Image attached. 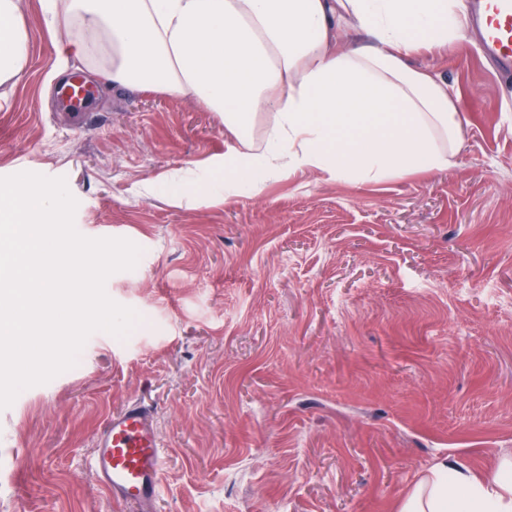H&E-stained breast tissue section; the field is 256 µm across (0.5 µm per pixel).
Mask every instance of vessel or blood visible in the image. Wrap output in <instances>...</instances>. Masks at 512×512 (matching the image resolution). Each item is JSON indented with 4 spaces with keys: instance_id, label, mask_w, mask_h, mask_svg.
Instances as JSON below:
<instances>
[{
    "instance_id": "b4317fda",
    "label": "vessel or blood",
    "mask_w": 512,
    "mask_h": 512,
    "mask_svg": "<svg viewBox=\"0 0 512 512\" xmlns=\"http://www.w3.org/2000/svg\"><path fill=\"white\" fill-rule=\"evenodd\" d=\"M481 53L500 78L512 77V0H467ZM91 467L117 502L151 512L161 493L164 454L149 407L131 404L113 413L98 437Z\"/></svg>"
}]
</instances>
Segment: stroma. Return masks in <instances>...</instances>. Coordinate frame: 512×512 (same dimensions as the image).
<instances>
[{"mask_svg": "<svg viewBox=\"0 0 512 512\" xmlns=\"http://www.w3.org/2000/svg\"><path fill=\"white\" fill-rule=\"evenodd\" d=\"M28 63L0 84V172H58L75 227L141 255L108 296L140 321L98 331L75 367L0 410V512H139L90 467L108 417L151 407L154 512H397L438 457L493 473L512 456V82L471 36L414 66L459 98L455 164L381 182L305 171L210 204L141 194L223 159L219 113L108 87L98 37L46 83L42 0H21Z\"/></svg>", "mask_w": 512, "mask_h": 512, "instance_id": "35a3bbf8", "label": "stroma"}]
</instances>
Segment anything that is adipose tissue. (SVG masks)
<instances>
[{"label":"adipose tissue","mask_w":512,"mask_h":512,"mask_svg":"<svg viewBox=\"0 0 512 512\" xmlns=\"http://www.w3.org/2000/svg\"><path fill=\"white\" fill-rule=\"evenodd\" d=\"M21 0H0V81L27 64ZM57 75L83 60L90 35L112 52L108 86L196 98L220 113L232 143L213 201L297 171L382 181L452 166L458 100L412 66L466 31L464 0H45ZM79 26H72L71 18ZM369 33L342 49L337 33ZM398 512H512V458L489 476L439 459Z\"/></svg>","instance_id":"obj_1"}]
</instances>
